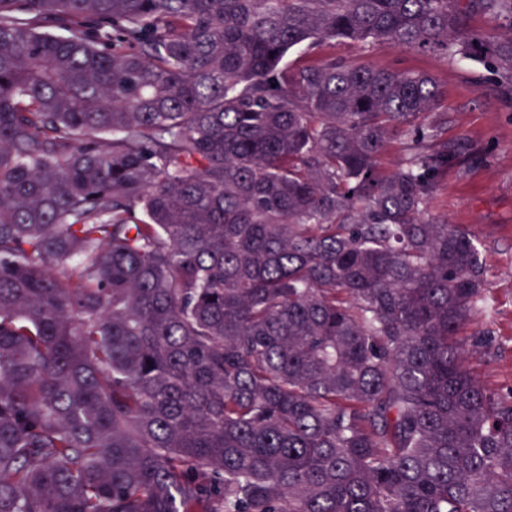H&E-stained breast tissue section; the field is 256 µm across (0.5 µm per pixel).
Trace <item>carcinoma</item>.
Masks as SVG:
<instances>
[{
	"instance_id": "1",
	"label": "carcinoma",
	"mask_w": 512,
	"mask_h": 512,
	"mask_svg": "<svg viewBox=\"0 0 512 512\" xmlns=\"http://www.w3.org/2000/svg\"><path fill=\"white\" fill-rule=\"evenodd\" d=\"M512 0H0V512H512L466 158L425 72L512 104ZM393 143L397 168L380 161ZM76 264L74 276L59 271ZM470 29L485 36H499L509 31L508 23L505 21H492L482 14H473L469 19Z\"/></svg>"
}]
</instances>
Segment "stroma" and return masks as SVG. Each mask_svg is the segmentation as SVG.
<instances>
[{
    "mask_svg": "<svg viewBox=\"0 0 512 512\" xmlns=\"http://www.w3.org/2000/svg\"><path fill=\"white\" fill-rule=\"evenodd\" d=\"M330 56L377 68L431 73L440 88L439 109L448 116L447 136L465 138L483 156L449 169L429 212L466 230L487 259L485 310L477 322L494 347L470 364L489 387L512 390V106L477 78V61L451 62L433 51L339 39L320 46Z\"/></svg>",
    "mask_w": 512,
    "mask_h": 512,
    "instance_id": "1",
    "label": "stroma"
}]
</instances>
